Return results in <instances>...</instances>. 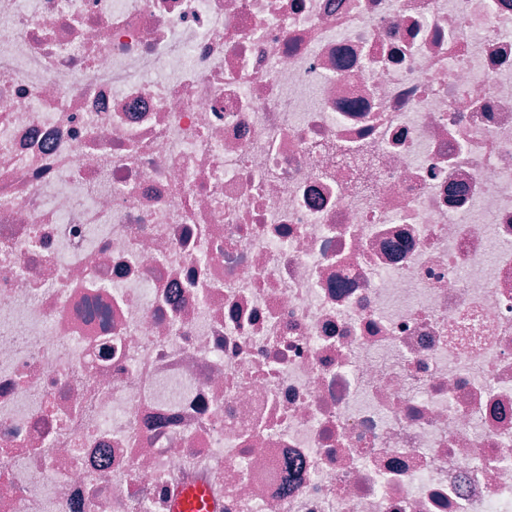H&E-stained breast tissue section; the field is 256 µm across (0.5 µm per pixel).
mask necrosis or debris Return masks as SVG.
Masks as SVG:
<instances>
[{
  "mask_svg": "<svg viewBox=\"0 0 512 512\" xmlns=\"http://www.w3.org/2000/svg\"><path fill=\"white\" fill-rule=\"evenodd\" d=\"M512 512V0H0V512ZM174 512H209L210 499L203 488L187 490L174 504Z\"/></svg>",
  "mask_w": 512,
  "mask_h": 512,
  "instance_id": "1",
  "label": "necrosis or debris"
}]
</instances>
